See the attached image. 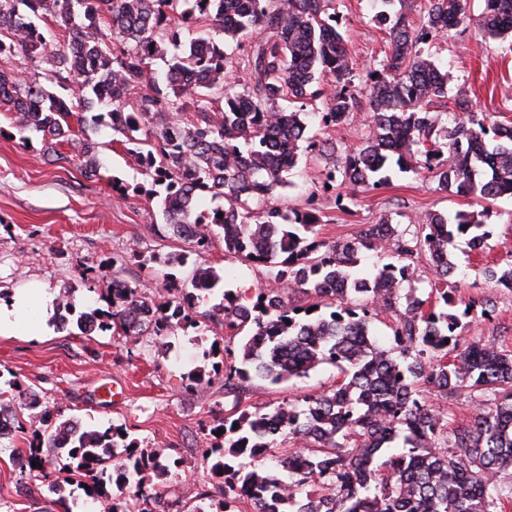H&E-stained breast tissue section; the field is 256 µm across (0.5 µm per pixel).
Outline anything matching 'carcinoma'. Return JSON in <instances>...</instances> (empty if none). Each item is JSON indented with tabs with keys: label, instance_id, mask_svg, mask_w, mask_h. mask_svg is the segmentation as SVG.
<instances>
[{
	"label": "carcinoma",
	"instance_id": "obj_1",
	"mask_svg": "<svg viewBox=\"0 0 512 512\" xmlns=\"http://www.w3.org/2000/svg\"><path fill=\"white\" fill-rule=\"evenodd\" d=\"M379 2L376 20L390 53L369 73L372 126L328 179L338 173L354 190L373 187L391 166L406 169L420 155L442 190L512 196V127H486L465 99L456 102L460 114L449 127L431 112L448 98L453 75L420 45L462 24L468 0H400L406 6L394 12V0ZM332 9L333 0H0V114L22 140L41 134L51 162L66 159L63 145L72 147L82 176L95 180L97 143L85 127L98 118L86 112L106 103L112 135L146 176L131 188L114 178L112 188L148 201L161 195L166 232L205 248L218 227L225 251L275 269L284 287L260 288L247 303L226 290L224 306L212 314L227 330L252 327L238 361L224 364V384H278L323 363L343 373L335 389L306 397L301 411L257 407L224 418L223 434L202 451L224 499L195 512H241L243 503L270 512L272 497L285 502L284 512H499L496 477L512 466V350L464 340L461 317L469 312H458L446 291L439 311L401 296L410 265L358 269L364 250L407 259L425 249L446 282L456 272L449 247L459 236L485 243V224L472 212L433 211L417 220L410 239L384 221L329 243L319 236V215L285 214L276 204L302 144L336 153L333 142L306 137L312 113L286 111L281 102L304 103L322 75L330 81L319 92L323 126L344 123L360 107ZM46 19L62 29V42L46 40L38 25ZM479 31L512 36V0H485ZM249 38L240 59L226 52ZM171 47L176 53L160 78L153 63ZM18 53L58 91L48 90L38 72L13 67ZM234 72L241 77L230 83ZM206 197L222 204L203 210ZM222 281L213 268L198 267L192 289L173 282L164 296L115 275L107 307L81 313L78 322L119 336H167L191 326L197 292ZM290 293L312 303L292 305ZM321 299L334 310L321 312ZM382 312L394 316L389 348L371 333ZM422 384L445 397L467 385L477 392V409L447 435L439 411L421 397ZM25 406L32 437L12 459L36 474L52 503L64 512L71 502L102 512H160L178 461L141 447L120 426L55 424L39 400ZM285 433L295 447L273 454ZM58 463L67 472V498L54 497L61 480L48 468ZM121 463L136 469L135 488L115 478Z\"/></svg>",
	"mask_w": 512,
	"mask_h": 512
}]
</instances>
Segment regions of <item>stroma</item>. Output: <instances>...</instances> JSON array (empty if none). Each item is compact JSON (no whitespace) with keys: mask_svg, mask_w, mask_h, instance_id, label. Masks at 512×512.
I'll return each mask as SVG.
<instances>
[{"mask_svg":"<svg viewBox=\"0 0 512 512\" xmlns=\"http://www.w3.org/2000/svg\"><path fill=\"white\" fill-rule=\"evenodd\" d=\"M338 28L353 58L354 84L366 94L367 75L384 57L386 32L375 15V0H335ZM484 0H469V13L460 26L424 53L455 75L447 100L436 104L440 113L455 112V101L467 98L472 112L492 121L512 122V39L483 38L478 20ZM371 125L369 104H362L339 126L314 125L316 139L335 141L338 150L359 144ZM0 292L14 296L30 283H41L53 294H73L77 311H86L112 286V259L125 257L123 274L146 281L152 290L167 288L170 277L190 280L195 267H213L224 276L223 289L243 291L274 287L269 267L227 253L220 232H213L206 252L196 253L190 242L161 238L163 223L157 202L122 197L112 191V178L133 186L144 177L131 162L112 131L99 126L93 135L99 144L101 180L86 181L80 161L52 162L40 152L39 136L22 145L7 116H0ZM332 160L304 150L278 200L284 210H319L321 238L329 242L354 238L368 224L383 220L410 227L412 220L429 211L478 212L492 236L482 249H473L467 238L450 248L456 266L452 288L467 303H494L491 317L465 319L464 336L484 343L506 340L512 347V292L498 288L487 268L512 266V198L484 202L442 190L426 172L391 169L389 178L375 188L353 190L347 184L326 183ZM138 249L140 258L130 256ZM187 257L185 266L152 262V255ZM205 294L192 326L153 339H115L111 333L50 327L33 336L26 330L0 335V392L13 397L22 391L36 395L42 404L87 427L120 425L141 446L161 450L179 461L176 476L165 496L166 512H193L202 493L220 499L221 489L202 456L212 441V429L234 402L267 410L280 405L302 407L303 399L335 388L342 374L329 363L318 365L307 377L279 384L255 379L241 394L225 392L223 376L194 388L191 374L210 368L204 354L213 342L239 348L242 336H230L215 324L211 313L223 302L222 291ZM121 384L125 399L111 403L108 388ZM447 426L469 419L477 401L475 392L461 388L450 398L425 390ZM26 430L15 431L0 451V512H63L50 503L39 481L20 472L11 460L12 450L27 448Z\"/></svg>","mask_w":512,"mask_h":512,"instance_id":"obj_1","label":"stroma"}]
</instances>
